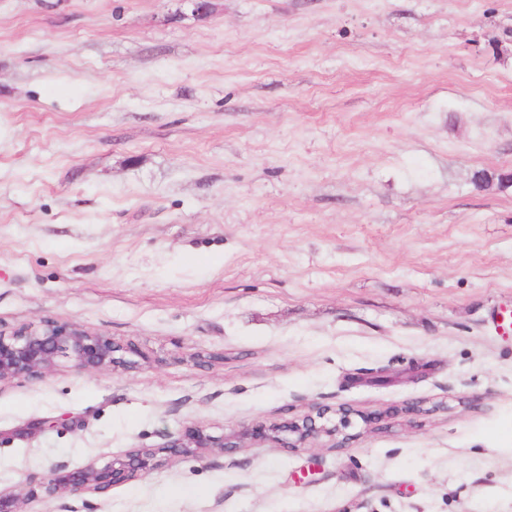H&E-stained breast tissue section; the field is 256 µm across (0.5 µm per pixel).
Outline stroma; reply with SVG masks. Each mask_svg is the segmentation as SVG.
Listing matches in <instances>:
<instances>
[{"instance_id": "stroma-1", "label": "stroma", "mask_w": 512, "mask_h": 512, "mask_svg": "<svg viewBox=\"0 0 512 512\" xmlns=\"http://www.w3.org/2000/svg\"><path fill=\"white\" fill-rule=\"evenodd\" d=\"M195 2L0 0V328L149 354L1 381L0 490L23 512H512V0ZM415 361L417 383H344ZM410 400L448 408L361 420ZM315 405L360 412L348 447L42 484Z\"/></svg>"}]
</instances>
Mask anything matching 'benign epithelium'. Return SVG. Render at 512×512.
<instances>
[{
    "mask_svg": "<svg viewBox=\"0 0 512 512\" xmlns=\"http://www.w3.org/2000/svg\"><path fill=\"white\" fill-rule=\"evenodd\" d=\"M143 356L132 343H121L105 334L92 332L74 323L44 319L6 331L0 329V381L23 376L44 378L60 359L68 360L79 372H92L126 361V355ZM349 409L319 406L285 422L243 427L221 435L201 428L167 435L157 448H133L122 458L102 465L89 464L77 471L56 468L46 477L50 496L105 494L113 486L145 476L159 465L158 454H196L203 448L223 452L244 447L248 440L271 443L279 448L298 450L315 441L328 439L330 447L343 448L352 424Z\"/></svg>",
    "mask_w": 512,
    "mask_h": 512,
    "instance_id": "7a95c632",
    "label": "benign epithelium"
}]
</instances>
